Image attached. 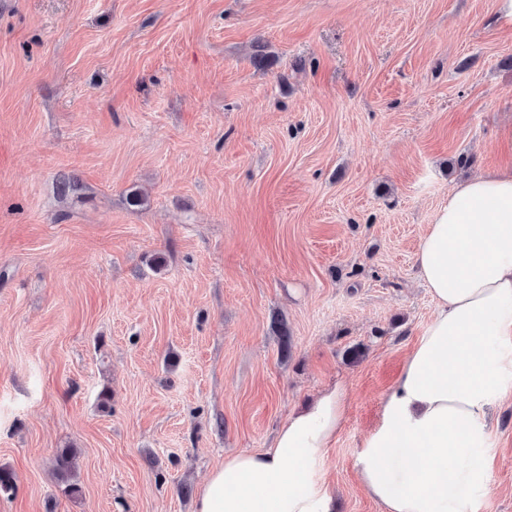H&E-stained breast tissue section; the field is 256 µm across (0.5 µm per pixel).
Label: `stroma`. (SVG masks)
<instances>
[{
	"label": "stroma",
	"mask_w": 512,
	"mask_h": 512,
	"mask_svg": "<svg viewBox=\"0 0 512 512\" xmlns=\"http://www.w3.org/2000/svg\"><path fill=\"white\" fill-rule=\"evenodd\" d=\"M497 9L0 0V512H193L339 381L327 478L340 512H385L355 459L435 311L420 238L456 182L512 165ZM491 429L454 512H512V403ZM77 453L74 448H60L53 460V470L56 478L65 484V491L71 497L80 494L81 488L76 480Z\"/></svg>",
	"instance_id": "1"
}]
</instances>
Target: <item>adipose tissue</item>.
Segmentation results:
<instances>
[{"label":"adipose tissue","instance_id":"adipose-tissue-1","mask_svg":"<svg viewBox=\"0 0 512 512\" xmlns=\"http://www.w3.org/2000/svg\"><path fill=\"white\" fill-rule=\"evenodd\" d=\"M416 262L435 311L355 460L386 512H448L487 472L493 405L512 398V167L458 183L420 239ZM346 387L321 391L271 447L226 455L195 512H336L323 473L346 419Z\"/></svg>","mask_w":512,"mask_h":512}]
</instances>
